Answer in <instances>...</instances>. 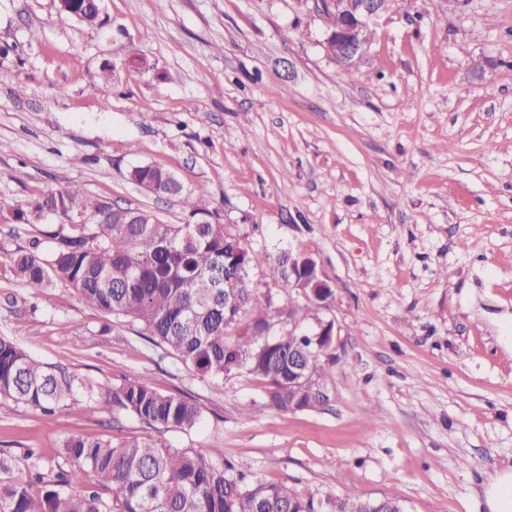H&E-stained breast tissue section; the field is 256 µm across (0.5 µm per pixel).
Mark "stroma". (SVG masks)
Wrapping results in <instances>:
<instances>
[{
	"label": "stroma",
	"mask_w": 512,
	"mask_h": 512,
	"mask_svg": "<svg viewBox=\"0 0 512 512\" xmlns=\"http://www.w3.org/2000/svg\"><path fill=\"white\" fill-rule=\"evenodd\" d=\"M57 13L0 0V252L56 230L13 213L71 184L185 223L125 178L157 165L205 187L262 256L257 306L300 302L280 254L316 261L337 359L327 405L280 412L253 376L201 380L135 323L61 281L44 302L0 259L17 299L0 336L76 380L139 375L204 414L181 432L119 408L0 403V450L159 438L322 499L488 512L489 476L512 467V0H393L352 72L325 49L319 0H101L95 28Z\"/></svg>",
	"instance_id": "35a3bbf8"
}]
</instances>
